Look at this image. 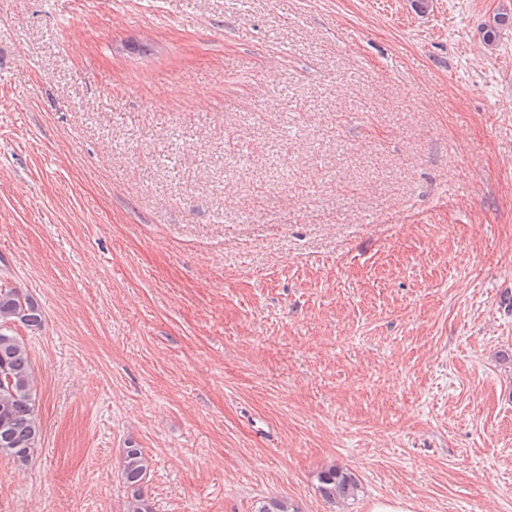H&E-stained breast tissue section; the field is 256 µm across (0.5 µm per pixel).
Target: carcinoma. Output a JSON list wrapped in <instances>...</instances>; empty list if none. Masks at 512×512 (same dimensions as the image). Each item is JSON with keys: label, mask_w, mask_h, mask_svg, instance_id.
<instances>
[{"label": "carcinoma", "mask_w": 512, "mask_h": 512, "mask_svg": "<svg viewBox=\"0 0 512 512\" xmlns=\"http://www.w3.org/2000/svg\"><path fill=\"white\" fill-rule=\"evenodd\" d=\"M43 324V311L30 293L0 283V458L18 466L32 461L43 433L35 367L18 328L33 333ZM150 467L142 449L131 445L123 450L119 474L127 492L125 512H153L145 487ZM317 481L321 498L333 506H345L360 491L357 478L337 466L322 470ZM255 512H290V504L267 497L256 504Z\"/></svg>", "instance_id": "obj_1"}]
</instances>
